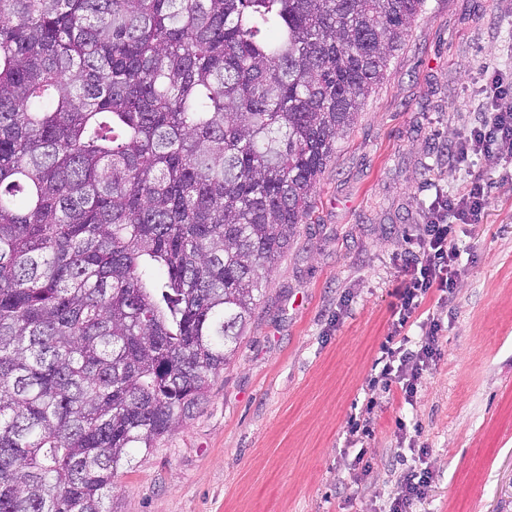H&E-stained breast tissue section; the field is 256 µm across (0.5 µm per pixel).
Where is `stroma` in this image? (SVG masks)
I'll return each mask as SVG.
<instances>
[{
    "label": "stroma",
    "instance_id": "obj_1",
    "mask_svg": "<svg viewBox=\"0 0 512 512\" xmlns=\"http://www.w3.org/2000/svg\"><path fill=\"white\" fill-rule=\"evenodd\" d=\"M512 0H424L406 43L312 194L233 360L200 410L119 467L112 512H380L395 477V418L419 424L433 473L415 512H512V184L459 227L463 270L440 312L442 355L414 405L386 408L363 445V404L392 320L400 256L432 205L480 157L451 150L477 117L481 66L512 70ZM378 412L382 413L383 407L378 405V401L374 397H370L358 414H350L346 430L348 444L361 443L365 437H370L374 433V428L381 417Z\"/></svg>",
    "mask_w": 512,
    "mask_h": 512
}]
</instances>
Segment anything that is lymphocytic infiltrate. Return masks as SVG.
Instances as JSON below:
<instances>
[{
    "label": "lymphocytic infiltrate",
    "mask_w": 512,
    "mask_h": 512,
    "mask_svg": "<svg viewBox=\"0 0 512 512\" xmlns=\"http://www.w3.org/2000/svg\"><path fill=\"white\" fill-rule=\"evenodd\" d=\"M483 74L479 117L460 136L456 159L464 162L480 155L489 166L470 173L461 192L434 206L422 235L405 248L404 279L391 292L390 331L374 361L377 374L369 383L382 385L392 405L413 404L426 372L441 355L438 310L453 301L462 276L456 227L482 221L492 204L488 186L501 162L512 160V77L494 61L484 63ZM432 296L436 310L422 312ZM417 320L424 334L415 340L409 329ZM432 478L428 468L409 465L388 493L387 512H409L414 501L424 498Z\"/></svg>",
    "instance_id": "f902f5d3"
}]
</instances>
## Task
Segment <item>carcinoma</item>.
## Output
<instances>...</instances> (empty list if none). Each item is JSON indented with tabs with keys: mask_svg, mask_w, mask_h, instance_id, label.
<instances>
[{
	"mask_svg": "<svg viewBox=\"0 0 512 512\" xmlns=\"http://www.w3.org/2000/svg\"><path fill=\"white\" fill-rule=\"evenodd\" d=\"M423 3L0 0V512L201 408Z\"/></svg>",
	"mask_w": 512,
	"mask_h": 512,
	"instance_id": "1",
	"label": "carcinoma"
}]
</instances>
